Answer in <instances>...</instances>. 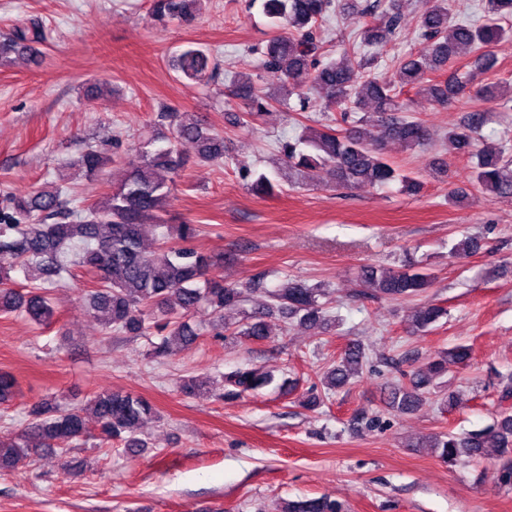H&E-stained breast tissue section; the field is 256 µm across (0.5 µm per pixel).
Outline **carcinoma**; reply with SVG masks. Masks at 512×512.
Instances as JSON below:
<instances>
[{"instance_id":"carcinoma-1","label":"carcinoma","mask_w":512,"mask_h":512,"mask_svg":"<svg viewBox=\"0 0 512 512\" xmlns=\"http://www.w3.org/2000/svg\"><path fill=\"white\" fill-rule=\"evenodd\" d=\"M331 0H262L264 15L274 27L285 26L288 34L273 36L266 46L264 66L278 77L282 86L293 94L294 84L302 74L314 71L311 78L317 97L298 94L300 109L338 107L356 114L350 129L304 128L302 134L282 145L288 166L318 182L329 177L340 188L353 185H382L397 177L396 170L382 154V143L396 139L408 147L427 140L425 126L408 120L400 94L404 88L419 87L432 101L447 104L462 88L454 78L436 81L430 75L452 63L457 56L474 53L485 68L494 65L491 48L512 39V27L502 22L512 19V0H485L484 22L473 25L458 23L448 14L446 0H426L420 28L425 47L395 64V78L388 83L357 74L342 61L316 62L319 45L315 32L324 22ZM203 9V0H151V19L160 24L193 21ZM377 6L367 4L357 10L359 29L352 50L363 53L366 63L377 51L391 42L400 19L399 0H390L387 20L376 13ZM43 41L42 23L17 29L0 42V65L10 52L32 53L33 44ZM183 76L206 82L215 75L209 54L187 47L175 59ZM232 95L243 103L242 114L235 122L245 126L248 119L263 110V96L252 78L232 80ZM484 122V113L475 110L462 123L448 127V144L476 158L474 180L482 193L493 196L512 195V158L505 145L485 144L474 149L475 134ZM190 142L203 162L224 158V137L201 120L177 122L174 141L165 147L148 150L140 147V162L128 171L112 191L89 205H75L68 180L54 182L46 188L24 195L10 194L0 202V312H23L37 325L49 323L55 308L44 283H56L78 267L96 277L97 288L86 294L93 317L105 328L140 335L154 328L167 332L153 345L157 356L175 353V342L187 349L209 334L220 340L244 337L252 341L269 338L264 314L247 312L243 289L208 277L216 264L205 254L179 246L197 236L194 224L172 226L174 232L160 236L156 250L148 252L143 239L148 229L167 227L165 205L170 185L182 168L178 144ZM114 163L108 152L90 145L77 163L78 175L95 180ZM21 269L34 283L28 296L14 288L10 272ZM365 293L398 300L426 293L434 276L425 270H389L375 268L363 272ZM325 290L295 280H285L279 288L267 292L275 308L300 322L329 325L320 299ZM208 320L192 330L185 318L199 311ZM446 310L435 304L421 306L412 321V329L421 331L435 324ZM469 349L456 347L442 352L409 374V384L395 382L389 386L386 405L405 412L426 401L422 390L430 382L448 373V366L462 365ZM365 353L360 346H347L324 376L326 389L345 387L361 373ZM224 391L221 400H233L255 392L273 381V376L257 368H238L219 375ZM91 410L99 429L100 444L123 445V449L142 448L137 437L144 421L158 417L156 408L146 398L122 392L94 395L88 408H63L50 400L34 404L29 422L21 434H0V470L18 469L35 462L37 450L67 452L87 434L85 410ZM433 448L446 463L453 465L465 455L472 459H490L499 463L498 479L512 484V414L503 412L493 426L473 433L430 436L417 443ZM280 512H343L338 501L328 497L289 501Z\"/></svg>"}]
</instances>
